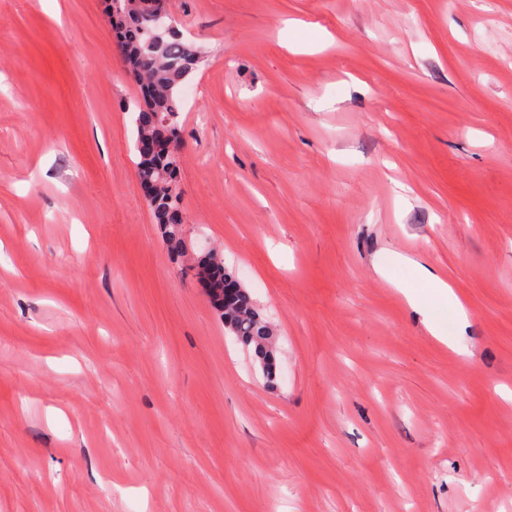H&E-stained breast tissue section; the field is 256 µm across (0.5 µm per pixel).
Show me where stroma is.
<instances>
[{
    "label": "stroma",
    "mask_w": 512,
    "mask_h": 512,
    "mask_svg": "<svg viewBox=\"0 0 512 512\" xmlns=\"http://www.w3.org/2000/svg\"><path fill=\"white\" fill-rule=\"evenodd\" d=\"M167 7L177 259L104 0H0V512H512V0ZM417 263L465 332L408 307ZM198 267L205 268L213 282L208 296L224 327L243 345L252 347L268 386L273 387L276 349L255 300L219 257L205 255L198 259ZM414 268L419 280L429 284L430 287L433 288L436 298L447 304L448 301L453 303L454 308L457 311V325L459 329H465L468 325L467 312L456 294L453 292L452 288L448 286V282L441 279L435 273H432L419 263L414 264Z\"/></svg>",
    "instance_id": "obj_1"
}]
</instances>
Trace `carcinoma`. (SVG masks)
Segmentation results:
<instances>
[{
  "instance_id": "1",
  "label": "carcinoma",
  "mask_w": 512,
  "mask_h": 512,
  "mask_svg": "<svg viewBox=\"0 0 512 512\" xmlns=\"http://www.w3.org/2000/svg\"><path fill=\"white\" fill-rule=\"evenodd\" d=\"M139 2L107 0L106 10L131 73L140 83L142 101L136 102L135 117L137 176L155 186L150 210L155 222L165 229L170 251L181 254L185 248L181 237L184 220L176 186L180 158L146 152L140 144L156 138L162 127L177 131L180 83L193 71L199 57L176 33L160 42L152 40ZM198 266L206 269L212 280L208 296L224 327L239 342L253 349L266 382L274 385L276 349L272 331L255 300L219 257L205 255L198 259Z\"/></svg>"
}]
</instances>
